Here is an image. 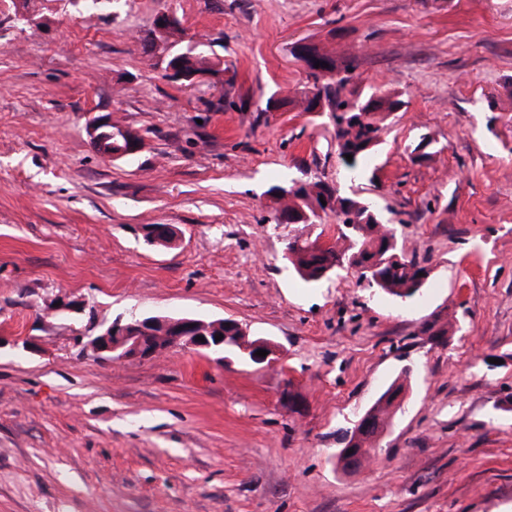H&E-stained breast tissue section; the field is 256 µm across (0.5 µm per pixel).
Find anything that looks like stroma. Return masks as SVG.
I'll return each instance as SVG.
<instances>
[{
	"instance_id": "obj_1",
	"label": "stroma",
	"mask_w": 512,
	"mask_h": 512,
	"mask_svg": "<svg viewBox=\"0 0 512 512\" xmlns=\"http://www.w3.org/2000/svg\"><path fill=\"white\" fill-rule=\"evenodd\" d=\"M166 10L233 84L163 79L137 38ZM299 43L402 99L376 181L329 113L266 111L306 81ZM106 113L144 137L133 161L92 148ZM303 170L379 204L431 270L419 296L298 278L284 245L311 229L272 223L266 191ZM134 312L232 318L283 358L97 359L88 338ZM407 365L344 471L342 433ZM511 395L512 0H0V512H512ZM402 375L403 382L397 379L375 402V404L367 411L371 415V426L365 432H360L356 427L344 437V448H341L338 454V464L342 467L343 461L340 462L339 458H345L359 466L370 454L372 448L376 444L379 437L387 430L390 425V419L395 412L396 397L402 392L404 388V381L410 378V370L406 369ZM357 437V443L367 445V448H345L347 444L351 443ZM348 450H353V453L348 454Z\"/></svg>"
}]
</instances>
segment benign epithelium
Listing matches in <instances>:
<instances>
[{
	"label": "benign epithelium",
	"mask_w": 512,
	"mask_h": 512,
	"mask_svg": "<svg viewBox=\"0 0 512 512\" xmlns=\"http://www.w3.org/2000/svg\"><path fill=\"white\" fill-rule=\"evenodd\" d=\"M112 115L104 114L90 120L87 135L91 144L106 158L117 159L112 147L106 145L104 135L112 128ZM238 325L227 318L206 321L198 318L170 319L162 316H140L131 314L126 320H115L97 335L89 337L86 346L93 354L103 360L118 355L123 359L150 360L162 352L174 349H192L209 352L215 346L228 341V337L216 340L215 335L224 333V323ZM204 337V341L197 337ZM263 349L267 355L259 357L255 352ZM241 350L249 354L254 364L272 365L281 359V350L268 338L260 337L254 342L244 344Z\"/></svg>",
	"instance_id": "benign-epithelium-1"
}]
</instances>
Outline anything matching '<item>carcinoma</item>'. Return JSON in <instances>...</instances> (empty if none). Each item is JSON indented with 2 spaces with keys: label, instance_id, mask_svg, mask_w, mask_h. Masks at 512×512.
Wrapping results in <instances>:
<instances>
[{
  "label": "carcinoma",
  "instance_id": "1",
  "mask_svg": "<svg viewBox=\"0 0 512 512\" xmlns=\"http://www.w3.org/2000/svg\"><path fill=\"white\" fill-rule=\"evenodd\" d=\"M186 30L177 19L168 26L164 42L170 49V62L179 64V72L190 76L200 71L226 74L231 69L224 62L216 61L208 53L185 43ZM308 48L318 61L330 67L341 65L345 76L317 75L314 83H306L295 97H279L272 94L267 102L276 109L299 106L304 112H312L323 100L332 112L334 139L341 159L350 172L359 170L379 144L387 117L398 111L402 102L396 96L381 91L366 92L351 82L348 73L353 68L350 61H338L323 48L310 44ZM352 155V161L346 155ZM301 177L271 186L266 195L272 202V221L275 224L290 223V211L296 202L285 199V194L301 195L302 207L310 216L309 224H324L332 217L336 221V242L324 248L314 246L318 238L295 236L288 240L284 259L291 264L297 275L308 284H317L339 269L353 268L359 277L368 280L371 288L379 289L397 298L415 296L419 273L425 267L414 258L407 257L398 247L394 230L384 222L382 214L363 198L345 195L332 185L320 180ZM332 200L335 205L327 208L321 199ZM410 378V370L402 373V380L395 381L369 409L371 426L361 432L355 428L344 437V444L357 441L359 445L374 447L387 430L396 408L395 399Z\"/></svg>",
  "mask_w": 512,
  "mask_h": 512
}]
</instances>
